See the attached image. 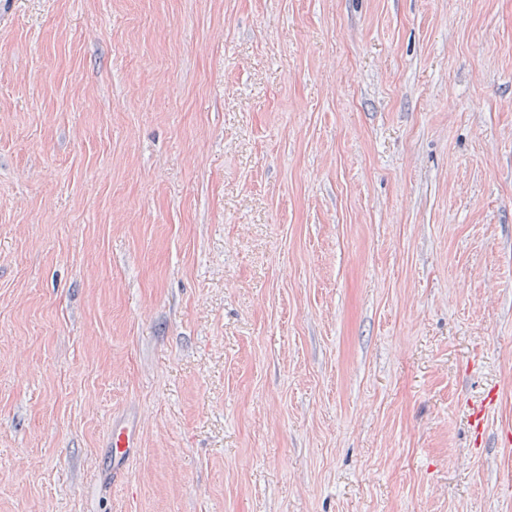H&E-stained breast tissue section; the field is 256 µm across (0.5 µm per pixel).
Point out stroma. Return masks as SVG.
I'll use <instances>...</instances> for the list:
<instances>
[{
	"label": "stroma",
	"instance_id": "1",
	"mask_svg": "<svg viewBox=\"0 0 512 512\" xmlns=\"http://www.w3.org/2000/svg\"><path fill=\"white\" fill-rule=\"evenodd\" d=\"M509 430L512 0H0V512H512ZM137 436L132 425L121 424L112 426L107 448L112 454L113 473L121 472L123 462L128 458L133 448H136Z\"/></svg>",
	"mask_w": 512,
	"mask_h": 512
}]
</instances>
